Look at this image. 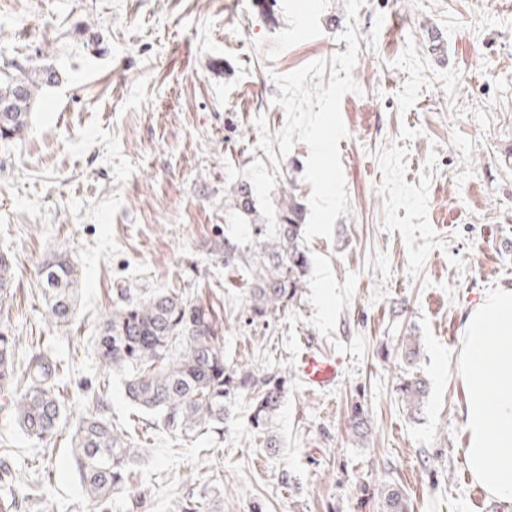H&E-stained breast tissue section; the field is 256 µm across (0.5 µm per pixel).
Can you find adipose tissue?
Returning a JSON list of instances; mask_svg holds the SVG:
<instances>
[{
    "label": "adipose tissue",
    "mask_w": 512,
    "mask_h": 512,
    "mask_svg": "<svg viewBox=\"0 0 512 512\" xmlns=\"http://www.w3.org/2000/svg\"><path fill=\"white\" fill-rule=\"evenodd\" d=\"M458 376L467 433L465 463L495 498L512 502V289L500 288L464 320Z\"/></svg>",
    "instance_id": "1"
}]
</instances>
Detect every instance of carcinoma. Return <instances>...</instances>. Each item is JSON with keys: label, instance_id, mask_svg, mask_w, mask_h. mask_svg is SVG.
Here are the masks:
<instances>
[{"label": "carcinoma", "instance_id": "1", "mask_svg": "<svg viewBox=\"0 0 512 512\" xmlns=\"http://www.w3.org/2000/svg\"><path fill=\"white\" fill-rule=\"evenodd\" d=\"M57 79L55 70L43 68L0 86V138L23 133L35 88ZM300 218V204L290 199L271 233L258 230L249 243L224 240V264L245 263L254 271L246 306L251 324L269 325L300 298L308 268ZM41 273L45 318L56 327L69 326L75 312L77 267L68 255L60 253L44 263ZM14 278L11 259L1 254L0 304L10 293ZM16 349L15 336L0 323V392L15 396L14 409L23 432L47 440L66 422L55 394L62 364L40 350L20 367ZM96 352L102 364L126 372L128 397L140 408L158 414L176 437L223 429L232 412V399L242 392L250 394L252 427L265 430L285 389L286 379L275 374L260 377L247 367L228 368L212 311L174 290L141 297L136 289H125L123 303L103 318ZM400 392L410 414H419L426 396L424 380L407 378ZM71 442L80 482L102 506H108L112 492L127 484L139 449L96 416L83 417L74 424ZM0 476L16 483L10 497L0 499L3 512H11L24 485L6 466L0 469ZM407 508L401 488L388 486L385 512H407Z\"/></svg>", "mask_w": 512, "mask_h": 512}]
</instances>
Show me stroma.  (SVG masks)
<instances>
[{"mask_svg":"<svg viewBox=\"0 0 512 512\" xmlns=\"http://www.w3.org/2000/svg\"><path fill=\"white\" fill-rule=\"evenodd\" d=\"M58 75L26 131L0 139V254L19 277L0 306L20 351L61 360L67 420L90 414L142 456L112 512H512L474 482L457 375L465 314L512 289V0H0V64ZM247 184L250 210L232 193ZM301 205L306 286L270 326L243 315L252 270L224 242ZM81 273L72 325L44 320L41 264ZM209 306L227 367L288 377L271 435L248 395L223 431L170 434L103 370L94 342L120 289ZM419 356L407 364L404 336ZM308 348L341 358L308 390ZM425 380L411 415L401 377ZM0 396V465L47 503L101 512L69 430L40 442ZM362 404L367 435L349 432Z\"/></svg>","mask_w":512,"mask_h":512,"instance_id":"1","label":"stroma"}]
</instances>
